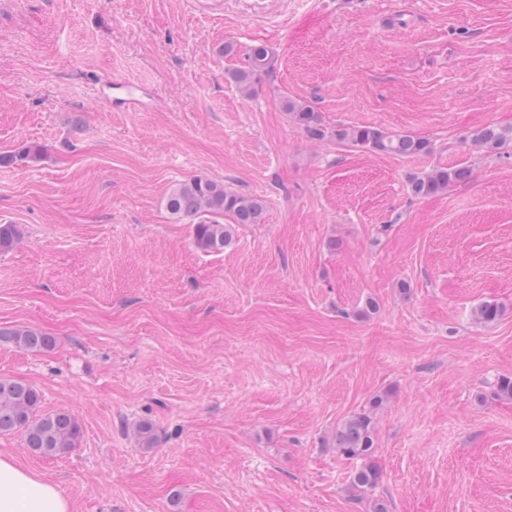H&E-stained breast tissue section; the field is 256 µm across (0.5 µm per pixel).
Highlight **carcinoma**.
<instances>
[{
    "instance_id": "obj_1",
    "label": "carcinoma",
    "mask_w": 512,
    "mask_h": 512,
    "mask_svg": "<svg viewBox=\"0 0 512 512\" xmlns=\"http://www.w3.org/2000/svg\"><path fill=\"white\" fill-rule=\"evenodd\" d=\"M272 64L270 50L257 45L247 54L245 63L229 72V78L246 95L254 92L258 76ZM282 107L293 123L312 139L332 137L339 143L357 146L375 153L413 157L433 151L430 140L416 134L392 133L371 126L324 127L318 112L306 102L286 97ZM472 144L491 152L512 146V127L487 125L470 134ZM41 147L33 145L11 155H0V165H11L38 157ZM472 169L464 165L436 167L411 179L414 196L440 194L448 188L470 180ZM166 208L174 218L188 220L193 226V243L204 253L224 250L233 238L234 225L259 224L264 219V201L228 191L224 184L209 178L196 177L177 184L166 199ZM232 220L222 224L214 217ZM20 240L14 224H0V253L13 249ZM502 314L499 304L485 301L476 307L474 315L481 323H494ZM0 342L25 350H49L54 339L32 328H0ZM385 402L382 395L374 396L369 407L346 418L336 427L333 447L346 459L360 461L350 478V490L360 495L375 489L382 481V471L375 459V411ZM41 396L33 386L0 377V435L21 433L25 448L40 457L54 458L68 454L77 447L82 429L68 410L40 411ZM141 448L157 444L154 426L143 420L134 430Z\"/></svg>"
}]
</instances>
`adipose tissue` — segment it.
<instances>
[{
	"mask_svg": "<svg viewBox=\"0 0 512 512\" xmlns=\"http://www.w3.org/2000/svg\"><path fill=\"white\" fill-rule=\"evenodd\" d=\"M0 512H71L59 486L0 457Z\"/></svg>",
	"mask_w": 512,
	"mask_h": 512,
	"instance_id": "ef3b65f1",
	"label": "adipose tissue"
}]
</instances>
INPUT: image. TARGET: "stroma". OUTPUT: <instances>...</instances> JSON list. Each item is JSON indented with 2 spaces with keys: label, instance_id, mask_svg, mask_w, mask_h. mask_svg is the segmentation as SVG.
Segmentation results:
<instances>
[{
  "label": "stroma",
  "instance_id": "1",
  "mask_svg": "<svg viewBox=\"0 0 512 512\" xmlns=\"http://www.w3.org/2000/svg\"><path fill=\"white\" fill-rule=\"evenodd\" d=\"M258 44L274 65L248 98L227 71ZM112 73L152 105L110 109ZM286 96L435 150L309 139ZM489 124L512 126V0H0V154L43 148L0 165L22 233L0 327L55 339L0 343V377L82 427L65 456L14 433L0 457L71 512H512V399L492 394L512 377V148L468 139ZM456 164L469 182L413 196ZM195 177L260 197L263 223L196 249L165 207ZM487 300L504 314L483 324ZM376 395L383 479L355 496L332 438ZM471 175V168L464 165L436 167L412 178L411 192L416 197L440 194L456 184L468 182ZM0 342H6L25 350H49L54 339L32 328H0Z\"/></svg>",
  "mask_w": 512,
  "mask_h": 512
}]
</instances>
